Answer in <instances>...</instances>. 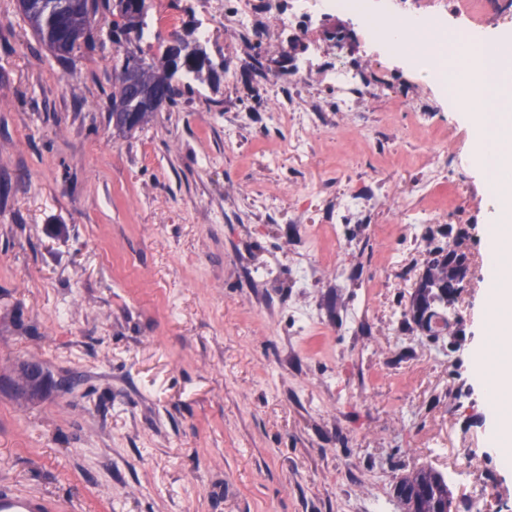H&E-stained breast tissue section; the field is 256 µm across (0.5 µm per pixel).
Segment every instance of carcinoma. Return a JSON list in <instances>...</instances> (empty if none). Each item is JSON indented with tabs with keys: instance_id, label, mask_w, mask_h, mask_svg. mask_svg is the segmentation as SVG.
Segmentation results:
<instances>
[{
	"instance_id": "obj_1",
	"label": "carcinoma",
	"mask_w": 512,
	"mask_h": 512,
	"mask_svg": "<svg viewBox=\"0 0 512 512\" xmlns=\"http://www.w3.org/2000/svg\"><path fill=\"white\" fill-rule=\"evenodd\" d=\"M32 10L25 15L39 39L52 45L59 32L68 24L83 30V43L95 45L93 28L98 15L110 10L109 0H29ZM183 63L193 79H202L206 50L195 41L180 42ZM169 59L145 65L144 79L162 86L166 83ZM467 257L454 249H440L427 263L415 295L404 311V320H411L431 336L439 335L437 321H449L456 296L467 274ZM395 496L403 512H450L453 504L448 477L431 466H421L403 476L395 486Z\"/></svg>"
}]
</instances>
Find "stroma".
Listing matches in <instances>:
<instances>
[{"instance_id": "obj_1", "label": "stroma", "mask_w": 512, "mask_h": 512, "mask_svg": "<svg viewBox=\"0 0 512 512\" xmlns=\"http://www.w3.org/2000/svg\"><path fill=\"white\" fill-rule=\"evenodd\" d=\"M238 0H147L153 24L137 45L160 57L172 36L201 40L215 72L178 106L139 128L112 121L115 63L101 45L62 65L18 7L0 0V490L44 498L54 512H401L395 483L425 465L448 469L447 446L482 462L453 480L456 512H512V469L486 444V415L470 373L485 297L482 225L488 197L469 167L470 134L447 101L363 36L348 61L390 92L342 111L323 70L337 61L334 16L301 32L257 39L237 30ZM319 64L294 80L308 41ZM325 110L302 154L273 117ZM408 107L435 106V133L411 132ZM374 135L371 143L359 134ZM447 152L444 182L459 206L404 232L394 208L318 222V198L383 183L408 198L429 148ZM274 197L278 205L262 208ZM389 245L402 271L386 268ZM466 254L469 271L448 328L426 335L398 322L433 251ZM359 267L337 286L293 288V261ZM276 256L270 282L248 288L246 266ZM365 302L371 335L339 326ZM321 316L304 323L296 310ZM36 360L49 386L38 400L13 388Z\"/></svg>"}]
</instances>
